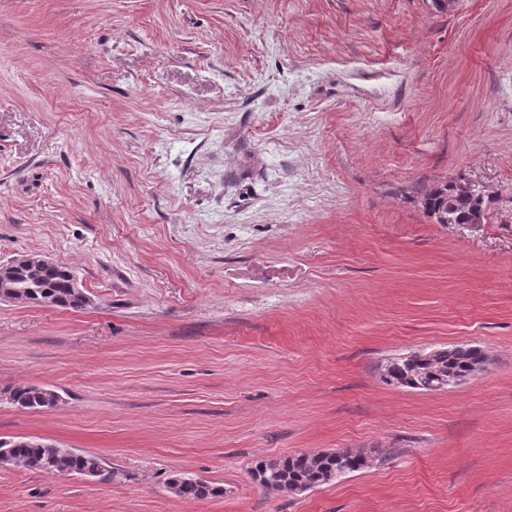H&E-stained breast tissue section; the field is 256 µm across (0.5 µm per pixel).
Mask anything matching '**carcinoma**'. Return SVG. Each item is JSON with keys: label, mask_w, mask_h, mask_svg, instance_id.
<instances>
[{"label": "carcinoma", "mask_w": 512, "mask_h": 512, "mask_svg": "<svg viewBox=\"0 0 512 512\" xmlns=\"http://www.w3.org/2000/svg\"><path fill=\"white\" fill-rule=\"evenodd\" d=\"M422 205L438 224L485 223L489 200L475 197L456 184L430 187L422 194ZM12 281L27 286L17 295L24 303L81 310L89 305L82 288L69 285L73 272L61 264L49 265L38 254L21 255L10 265ZM486 353L478 346L459 345L418 356L401 354L380 367L381 379L395 386L429 391L448 373L463 376L484 367ZM54 390L37 385H20L7 392L9 402L23 409H41L56 405ZM373 459L359 451L342 449L316 454H295L282 459L264 460L251 469V476L263 489L298 495L335 482L344 473L370 467ZM0 465H12L31 471L96 476L103 472V459L60 448L32 438L0 439ZM168 488L174 495L202 500L224 494L223 489L188 475H177Z\"/></svg>", "instance_id": "1"}]
</instances>
